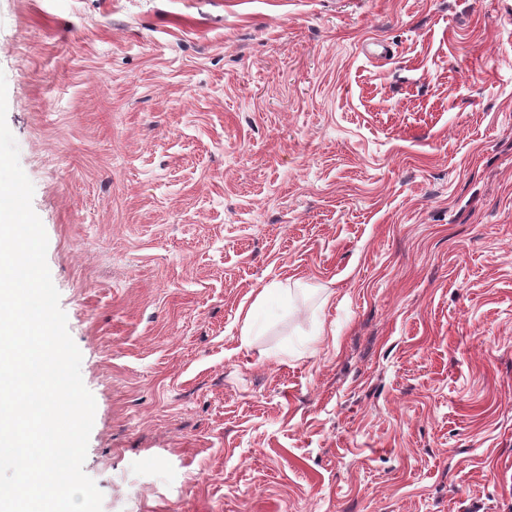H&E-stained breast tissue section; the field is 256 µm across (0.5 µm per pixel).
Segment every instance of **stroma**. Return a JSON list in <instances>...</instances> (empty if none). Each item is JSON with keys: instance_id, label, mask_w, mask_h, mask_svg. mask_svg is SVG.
Listing matches in <instances>:
<instances>
[{"instance_id": "1", "label": "stroma", "mask_w": 512, "mask_h": 512, "mask_svg": "<svg viewBox=\"0 0 512 512\" xmlns=\"http://www.w3.org/2000/svg\"><path fill=\"white\" fill-rule=\"evenodd\" d=\"M0 70L102 512H512V0H0ZM284 288L262 287L257 291L255 301L250 309L246 312L241 329V336L243 341H246L252 335L254 328V313L263 303H265L272 295L281 293Z\"/></svg>"}]
</instances>
